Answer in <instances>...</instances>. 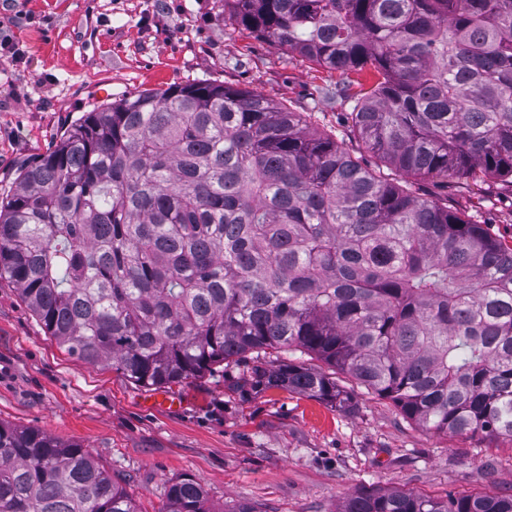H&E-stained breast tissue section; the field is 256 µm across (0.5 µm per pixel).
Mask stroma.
<instances>
[{
    "label": "stroma",
    "mask_w": 512,
    "mask_h": 512,
    "mask_svg": "<svg viewBox=\"0 0 512 512\" xmlns=\"http://www.w3.org/2000/svg\"><path fill=\"white\" fill-rule=\"evenodd\" d=\"M0 194L83 112L143 90L224 82L307 112L352 156L344 79L224 19V0H0ZM512 244V185L493 177L420 180ZM246 364L145 388L71 355L0 280V423L89 450L142 512H164L191 477L219 508L339 512L363 490L448 496L512 489V442L434 434L345 374L354 412L270 389L245 392Z\"/></svg>",
    "instance_id": "1"
}]
</instances>
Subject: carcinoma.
Instances as JSON below:
<instances>
[{"label":"carcinoma","mask_w":512,"mask_h":512,"mask_svg":"<svg viewBox=\"0 0 512 512\" xmlns=\"http://www.w3.org/2000/svg\"><path fill=\"white\" fill-rule=\"evenodd\" d=\"M228 19L346 75L390 171L512 179V0H224ZM47 333L141 386L253 360L242 386L351 412L296 350L429 431L512 441V246L371 169L304 112L211 79L76 119L0 200V279ZM0 512H139L78 443L0 423ZM166 512H218L194 479ZM341 512H512L365 491Z\"/></svg>","instance_id":"obj_1"}]
</instances>
